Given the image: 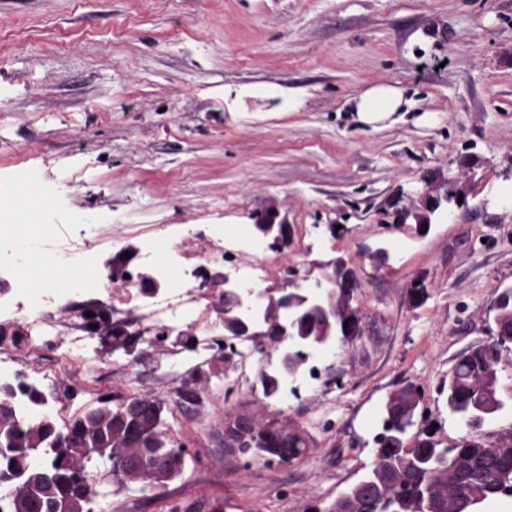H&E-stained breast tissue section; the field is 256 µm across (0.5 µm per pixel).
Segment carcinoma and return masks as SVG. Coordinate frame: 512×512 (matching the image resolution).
<instances>
[{
  "mask_svg": "<svg viewBox=\"0 0 512 512\" xmlns=\"http://www.w3.org/2000/svg\"><path fill=\"white\" fill-rule=\"evenodd\" d=\"M101 340L113 351L139 344L140 337L115 331ZM501 349L502 342L494 336L470 346L457 356L448 379L441 385L448 417L467 430L512 408V398L505 397L499 389L488 396L482 386L485 371L499 369L504 363ZM210 369L214 375L221 371L213 361ZM209 374H201L196 367L188 371L175 390V405L181 408L187 403V389L202 391ZM420 400L412 385L389 394L382 412V417L390 418L389 438L384 443L375 442V460L370 470L343 491L326 512H349L353 505L359 512H479L485 502L512 497V430L497 434L490 442L468 433L446 445L430 425H417ZM123 401V397L100 395L93 404L95 421L87 428L77 415L63 426L47 414L24 419L14 393L0 392V438L11 440L17 448H44L71 430L81 432L78 442L50 454L48 466L54 477L53 486L34 496L10 499L7 512H64L70 496L90 492L91 487L75 481L74 475H85L95 467L104 448L149 459L169 453L184 455L182 447L175 446L168 437L167 400H162L158 417L147 425L123 420ZM414 427V445L407 448L404 438ZM249 443L251 447L243 449V454L271 463L272 455L260 435L251 436ZM309 448V438L301 430L288 439V452L295 459L306 455ZM180 474L182 470L176 468L157 477L147 465L141 473V490L162 488Z\"/></svg>",
  "mask_w": 512,
  "mask_h": 512,
  "instance_id": "cac0c4a2",
  "label": "carcinoma"
}]
</instances>
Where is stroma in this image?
I'll return each mask as SVG.
<instances>
[{
	"mask_svg": "<svg viewBox=\"0 0 512 512\" xmlns=\"http://www.w3.org/2000/svg\"><path fill=\"white\" fill-rule=\"evenodd\" d=\"M374 85L403 88L413 108L354 123L348 101ZM463 161L454 220L395 227L392 196L418 199ZM1 200L19 211L21 246L57 225L60 244L89 239L105 276L123 253L137 271L150 243L176 251L188 236L223 274L241 253L215 225L252 240L250 213L273 202L293 236L265 251L264 285L348 263L364 334L321 351L318 383L264 398L278 353L252 346L195 412L168 414L182 475L149 492L110 484L101 499L105 512H325L372 464L391 390L417 387L444 443L465 434L438 389L495 332L494 299L512 289V0H0ZM210 356L97 349L71 409L104 392L173 400ZM252 406L295 421L308 454L266 465L225 447L223 411Z\"/></svg>",
	"mask_w": 512,
	"mask_h": 512,
	"instance_id": "obj_1",
	"label": "stroma"
}]
</instances>
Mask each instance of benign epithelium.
I'll return each mask as SVG.
<instances>
[{
    "label": "benign epithelium",
    "instance_id": "7a95c632",
    "mask_svg": "<svg viewBox=\"0 0 512 512\" xmlns=\"http://www.w3.org/2000/svg\"><path fill=\"white\" fill-rule=\"evenodd\" d=\"M464 194L462 182L452 180L444 183L443 189L426 185L420 195L421 207L413 208L402 203L398 198L393 202L398 220L405 222L413 218L419 233L429 231L433 219L452 220L455 209L462 207L459 196ZM254 224L255 239L270 250L282 251L288 247L291 239V226L276 205L249 214ZM141 296L154 299L159 296L165 285L151 273L143 270L137 275ZM224 289L213 302L219 314H224V304L228 303L235 311L237 328L224 332V345L232 340L262 341L265 336L275 333L279 339L288 343L280 349L278 375L281 380L295 381L304 371L309 355L317 350L329 348L336 337H343V342L352 343L363 334L362 316L354 305L356 294L361 285L355 275L345 267L344 262L333 263L330 269L314 280L306 288L296 287L290 291L283 288L259 287L226 272L221 276ZM84 311L94 313L86 318V325L95 326L94 334L105 336L121 328L125 331L132 323L115 320L112 311L105 308L100 301H87ZM493 311L497 335H502L503 326L499 316L512 318V291L500 292L494 301ZM154 400L148 395L127 401L123 404L125 416L140 419L153 412ZM224 447L241 448L248 435L262 428L268 439L282 445H288V438L297 430L292 420L282 414L258 411L234 410L222 417ZM23 453L30 467V487L44 488V481L50 478L46 469V459L52 452L50 448H0V455L15 452ZM109 467L97 484L108 480L122 485L134 478L142 468L138 457L109 454ZM28 487V488H30ZM28 488L20 487L18 494L28 493Z\"/></svg>",
    "mask_w": 512,
    "mask_h": 512
}]
</instances>
